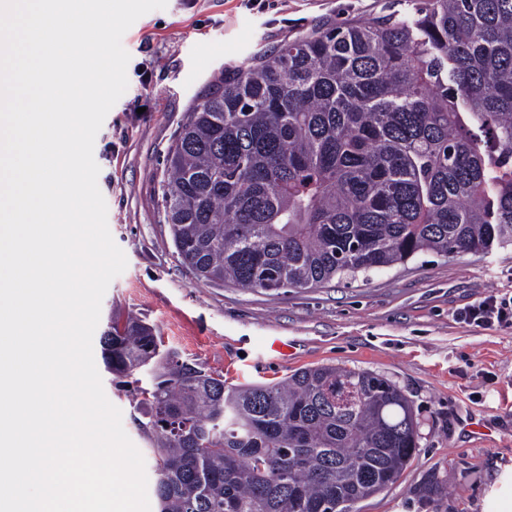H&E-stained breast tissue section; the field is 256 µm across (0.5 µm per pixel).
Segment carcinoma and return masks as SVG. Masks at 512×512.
Wrapping results in <instances>:
<instances>
[{
	"label": "carcinoma",
	"instance_id": "cac0c4a2",
	"mask_svg": "<svg viewBox=\"0 0 512 512\" xmlns=\"http://www.w3.org/2000/svg\"><path fill=\"white\" fill-rule=\"evenodd\" d=\"M161 190L181 261L252 291L512 245V0H424L220 72ZM100 345L110 373L156 369L131 395L158 441L159 512H349L418 448L409 401L376 373L230 388L133 318Z\"/></svg>",
	"mask_w": 512,
	"mask_h": 512
}]
</instances>
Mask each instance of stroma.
<instances>
[{"label": "stroma", "instance_id": "1", "mask_svg": "<svg viewBox=\"0 0 512 512\" xmlns=\"http://www.w3.org/2000/svg\"><path fill=\"white\" fill-rule=\"evenodd\" d=\"M416 0H168L125 32L128 87L94 143L107 223L127 267L98 331L135 315L183 360L226 384L281 383L321 365L370 371L408 398L418 448L400 477L350 512H512V325L460 322L467 305L512 293V246L424 252L406 264L315 288L249 291L198 280L163 220L166 152L215 75L323 22L412 13ZM282 353L267 350L270 337ZM107 398L155 481L153 433L124 377Z\"/></svg>", "mask_w": 512, "mask_h": 512}]
</instances>
